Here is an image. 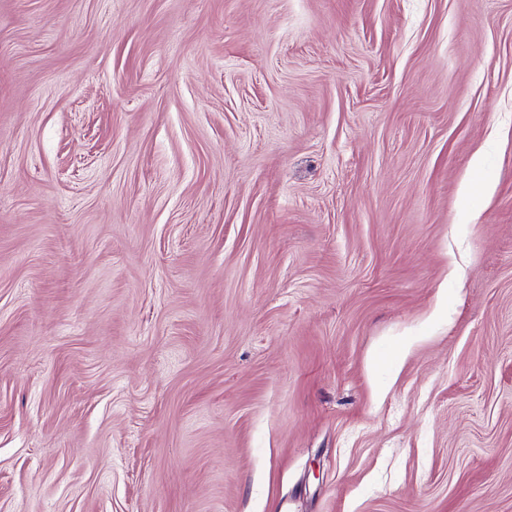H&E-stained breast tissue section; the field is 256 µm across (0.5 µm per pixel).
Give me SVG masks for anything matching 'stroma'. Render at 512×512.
<instances>
[{
	"label": "stroma",
	"instance_id": "obj_1",
	"mask_svg": "<svg viewBox=\"0 0 512 512\" xmlns=\"http://www.w3.org/2000/svg\"><path fill=\"white\" fill-rule=\"evenodd\" d=\"M0 512H512V0H0Z\"/></svg>",
	"mask_w": 512,
	"mask_h": 512
}]
</instances>
